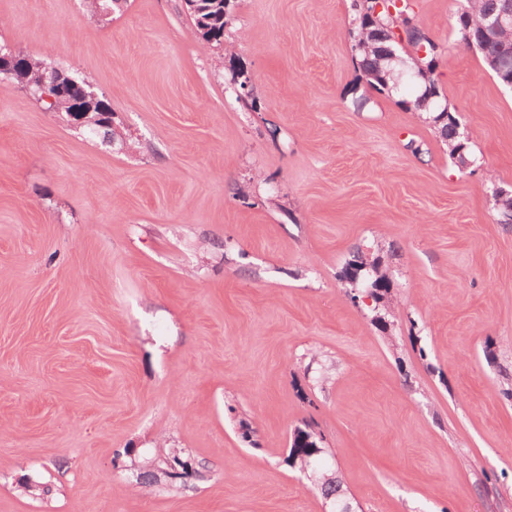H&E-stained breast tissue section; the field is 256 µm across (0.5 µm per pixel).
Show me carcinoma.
<instances>
[{
  "mask_svg": "<svg viewBox=\"0 0 512 512\" xmlns=\"http://www.w3.org/2000/svg\"><path fill=\"white\" fill-rule=\"evenodd\" d=\"M225 0H198L196 10L190 11L197 30L204 42L213 46L224 43V27L227 24L224 16ZM356 17L351 27L347 30L352 56L355 59L359 71L371 77L369 85L379 92L392 94L402 93V88L394 90L384 86L378 78L392 69V61L387 59L384 48L396 44L382 41V34L387 28L396 27V20L401 14H406L402 24L406 27L416 21L409 0H354ZM505 0H466V5L460 16V29L470 28L477 32L485 21V16L493 11L501 9ZM460 40L470 49L478 52L484 63L487 64L492 74L499 81L512 76V31H501L491 37L468 41L465 35H460ZM417 49L423 51L425 56L410 57L402 54L406 60L407 68L417 71V75L408 78V82L415 88L414 94L409 98L400 100V104L411 112L431 113L430 123L437 130L439 136L447 142L449 154L462 153L471 158L473 165L480 162L470 157L468 141L459 136V119L450 111H442L437 100L426 102L427 76L433 74L437 67L439 57L442 54L440 45L427 33H422L418 38ZM51 71L59 80V93L62 112H110V103L100 95L96 99L93 109L86 108L85 95L82 90H90L89 83L81 80L79 85H74L69 77L72 73L64 68L53 66ZM44 72L32 69L29 60L12 50L0 49V81H14L33 90L40 83ZM318 450L316 441L312 440V434L300 431L295 435L290 448L289 461L293 464L300 463L304 467L310 464L313 453ZM321 491L325 498L336 501L340 505L344 503L340 481L335 477H320Z\"/></svg>",
  "mask_w": 512,
  "mask_h": 512,
  "instance_id": "carcinoma-1",
  "label": "carcinoma"
}]
</instances>
